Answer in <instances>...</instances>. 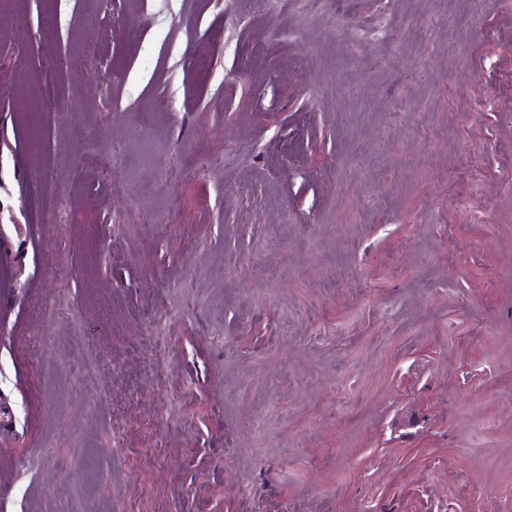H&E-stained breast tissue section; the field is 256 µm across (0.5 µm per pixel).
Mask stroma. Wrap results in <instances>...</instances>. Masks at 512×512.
<instances>
[{"instance_id":"1","label":"stroma","mask_w":512,"mask_h":512,"mask_svg":"<svg viewBox=\"0 0 512 512\" xmlns=\"http://www.w3.org/2000/svg\"><path fill=\"white\" fill-rule=\"evenodd\" d=\"M3 245L0 512H512V0H23Z\"/></svg>"}]
</instances>
